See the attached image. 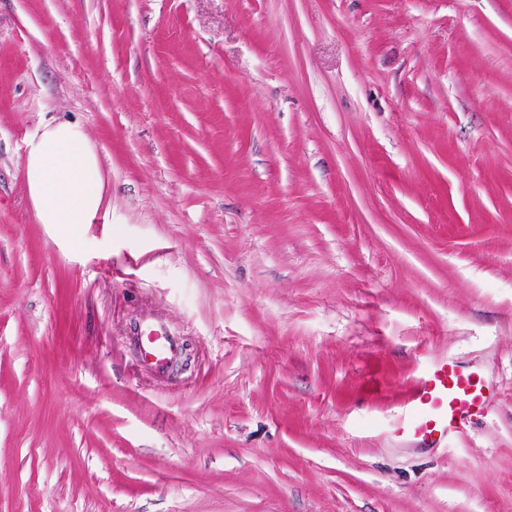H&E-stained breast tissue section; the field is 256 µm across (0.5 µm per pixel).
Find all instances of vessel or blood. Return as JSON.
<instances>
[{
    "label": "vessel or blood",
    "instance_id": "1",
    "mask_svg": "<svg viewBox=\"0 0 512 512\" xmlns=\"http://www.w3.org/2000/svg\"><path fill=\"white\" fill-rule=\"evenodd\" d=\"M485 408L481 379L443 360L416 377L396 433L402 437L442 440L457 429L465 416Z\"/></svg>",
    "mask_w": 512,
    "mask_h": 512
}]
</instances>
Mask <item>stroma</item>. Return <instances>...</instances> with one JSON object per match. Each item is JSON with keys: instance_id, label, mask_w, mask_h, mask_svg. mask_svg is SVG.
<instances>
[{"instance_id": "stroma-1", "label": "stroma", "mask_w": 512, "mask_h": 512, "mask_svg": "<svg viewBox=\"0 0 512 512\" xmlns=\"http://www.w3.org/2000/svg\"><path fill=\"white\" fill-rule=\"evenodd\" d=\"M443 358L487 410L397 436ZM0 512H512V0H0ZM27 187L40 224H54L60 235L79 243L86 224L104 207V181L96 153L83 127L47 122L27 143Z\"/></svg>"}]
</instances>
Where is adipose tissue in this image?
<instances>
[{"mask_svg": "<svg viewBox=\"0 0 512 512\" xmlns=\"http://www.w3.org/2000/svg\"><path fill=\"white\" fill-rule=\"evenodd\" d=\"M27 187L38 223L81 242L85 225L104 207V181L83 127L69 121L43 124L27 143Z\"/></svg>", "mask_w": 512, "mask_h": 512, "instance_id": "ef3b65f1", "label": "adipose tissue"}]
</instances>
